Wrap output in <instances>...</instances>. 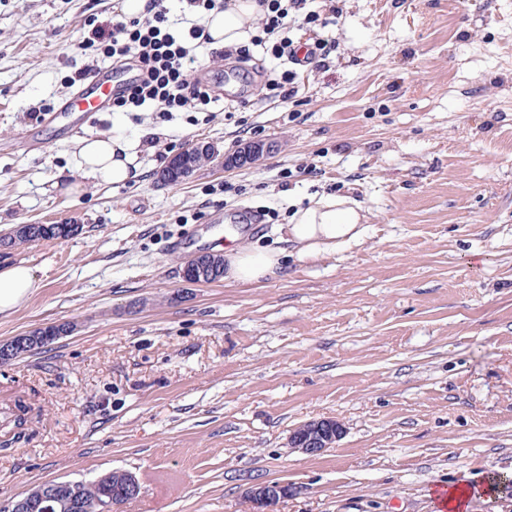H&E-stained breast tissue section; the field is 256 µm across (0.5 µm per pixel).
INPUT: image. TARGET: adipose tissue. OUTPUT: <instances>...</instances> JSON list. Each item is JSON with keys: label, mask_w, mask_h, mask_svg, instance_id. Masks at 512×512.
I'll use <instances>...</instances> for the list:
<instances>
[{"label": "adipose tissue", "mask_w": 512, "mask_h": 512, "mask_svg": "<svg viewBox=\"0 0 512 512\" xmlns=\"http://www.w3.org/2000/svg\"><path fill=\"white\" fill-rule=\"evenodd\" d=\"M257 6L254 0H229L221 12L206 18V30L214 47L246 43L255 32ZM78 183L69 192L81 191L83 182L121 186L137 175L135 145L112 134H96L75 141ZM359 206L345 197L322 196L307 207L296 209L286 226L287 240L296 248L298 260H315L359 242L363 235ZM282 251L245 246L230 238L224 247V279L231 284L260 285L279 277ZM40 284L25 261L0 267V315L14 311Z\"/></svg>", "instance_id": "1"}]
</instances>
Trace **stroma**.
Listing matches in <instances>:
<instances>
[{"label":"stroma","instance_id":"1","mask_svg":"<svg viewBox=\"0 0 512 512\" xmlns=\"http://www.w3.org/2000/svg\"><path fill=\"white\" fill-rule=\"evenodd\" d=\"M335 39L288 102L254 89L243 109L96 113L82 131L40 125L85 87L127 78L92 33L120 0H0V235L19 224L77 234L14 248L40 288L0 315V342L52 323L74 333L0 367V507L47 481L133 473L123 512H254L247 489L294 487L275 512H436L468 482L467 512H512V0H314ZM89 38L76 49L79 38ZM119 187L79 174L78 135L140 138ZM276 152L176 185L159 173L194 143ZM336 195L361 205L362 240L262 287L190 285L183 261L243 241L285 248L292 211ZM333 419L335 448L289 438Z\"/></svg>","mask_w":512,"mask_h":512}]
</instances>
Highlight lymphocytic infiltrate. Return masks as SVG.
<instances>
[{
    "instance_id": "obj_1",
    "label": "lymphocytic infiltrate",
    "mask_w": 512,
    "mask_h": 512,
    "mask_svg": "<svg viewBox=\"0 0 512 512\" xmlns=\"http://www.w3.org/2000/svg\"><path fill=\"white\" fill-rule=\"evenodd\" d=\"M308 0H256L258 33L248 44L225 50H212L201 55L200 47L209 43L205 28L195 25L188 32L174 29L169 22L166 0H148L144 15L113 20L111 26L97 32L104 51L116 60L135 58L139 74L125 93L113 98L114 106L128 112L154 107L164 112L202 110L213 100L209 88L195 73L208 68L212 59L232 57L240 63L251 61L253 48H262L272 58L287 60L288 69L270 79L265 89L270 97L287 101L299 92L298 66L324 67L336 50L335 41L318 38L310 44L306 55H299V42L288 37L292 23L302 27L320 26L318 12L307 9Z\"/></svg>"
}]
</instances>
